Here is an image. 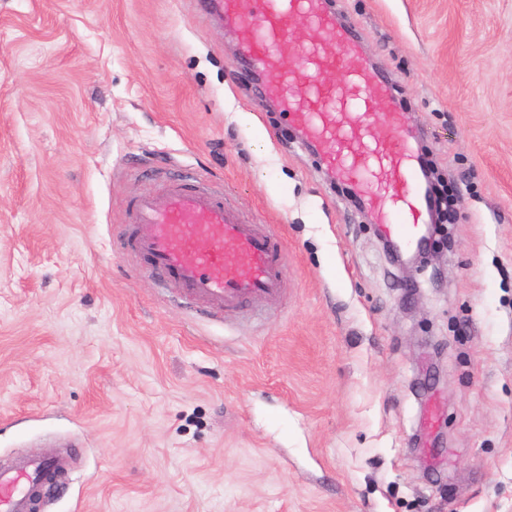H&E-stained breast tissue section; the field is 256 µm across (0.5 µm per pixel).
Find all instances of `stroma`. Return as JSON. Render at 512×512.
<instances>
[{"label":"stroma","instance_id":"obj_1","mask_svg":"<svg viewBox=\"0 0 512 512\" xmlns=\"http://www.w3.org/2000/svg\"><path fill=\"white\" fill-rule=\"evenodd\" d=\"M457 185L404 289L192 0H0V464L40 512H512V0H335ZM221 187L285 253L212 319L126 250ZM61 466V459L20 458L10 469L0 467V511L30 512L31 495L42 475Z\"/></svg>","mask_w":512,"mask_h":512}]
</instances>
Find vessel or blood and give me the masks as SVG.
Listing matches in <instances>:
<instances>
[{"label": "vessel or blood", "instance_id": "1", "mask_svg": "<svg viewBox=\"0 0 512 512\" xmlns=\"http://www.w3.org/2000/svg\"><path fill=\"white\" fill-rule=\"evenodd\" d=\"M216 14L242 28L240 52L249 62L283 73L271 94L305 142L321 151L337 174L352 182L382 230L413 246L429 202L417 181L413 143L420 130L406 127L380 71L367 65L351 27L327 0H208ZM329 29V53L313 34ZM301 66H292L296 54ZM342 76L326 82L327 73ZM386 115L375 124V111ZM125 245L152 272L175 282L215 312L261 298L276 301L282 256L274 235L250 223L205 190L172 187L138 199ZM56 459L21 458L0 469V512H30L31 495Z\"/></svg>", "mask_w": 512, "mask_h": 512}]
</instances>
